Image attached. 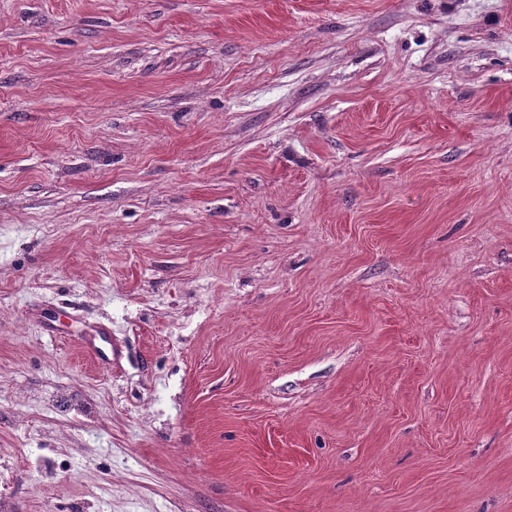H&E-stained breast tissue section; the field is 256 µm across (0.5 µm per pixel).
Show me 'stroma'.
Listing matches in <instances>:
<instances>
[{"instance_id": "stroma-1", "label": "stroma", "mask_w": 512, "mask_h": 512, "mask_svg": "<svg viewBox=\"0 0 512 512\" xmlns=\"http://www.w3.org/2000/svg\"><path fill=\"white\" fill-rule=\"evenodd\" d=\"M0 512H512V0H0Z\"/></svg>"}]
</instances>
